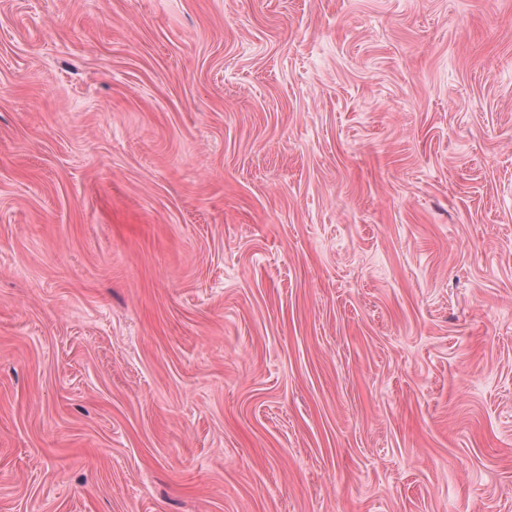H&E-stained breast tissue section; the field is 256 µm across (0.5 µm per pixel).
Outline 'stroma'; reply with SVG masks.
<instances>
[{"label":"stroma","instance_id":"35a3bbf8","mask_svg":"<svg viewBox=\"0 0 512 512\" xmlns=\"http://www.w3.org/2000/svg\"><path fill=\"white\" fill-rule=\"evenodd\" d=\"M0 512H512V0H0Z\"/></svg>","mask_w":512,"mask_h":512}]
</instances>
